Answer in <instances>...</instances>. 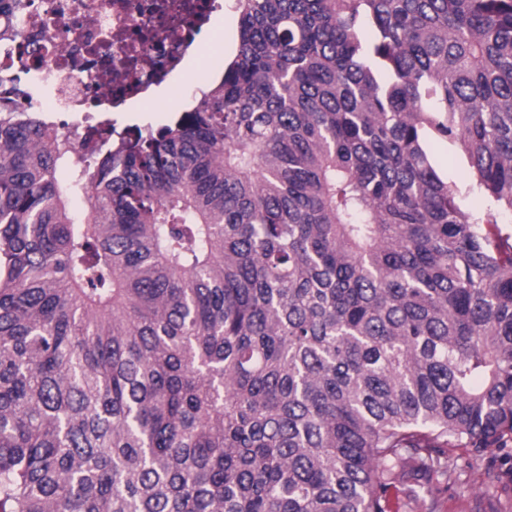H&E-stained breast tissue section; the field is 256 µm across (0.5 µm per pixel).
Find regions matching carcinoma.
<instances>
[{
    "label": "carcinoma",
    "mask_w": 512,
    "mask_h": 512,
    "mask_svg": "<svg viewBox=\"0 0 512 512\" xmlns=\"http://www.w3.org/2000/svg\"><path fill=\"white\" fill-rule=\"evenodd\" d=\"M237 10L117 148L0 102V512H390L405 460L512 465V0ZM431 161L437 173L447 179L466 204H472L477 196L474 178L467 160L457 145L440 141L430 148Z\"/></svg>",
    "instance_id": "obj_1"
}]
</instances>
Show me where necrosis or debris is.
<instances>
[{
    "mask_svg": "<svg viewBox=\"0 0 512 512\" xmlns=\"http://www.w3.org/2000/svg\"><path fill=\"white\" fill-rule=\"evenodd\" d=\"M223 0H32L0 11L18 36L0 45V98L27 87L26 110L49 120L68 115L82 136L100 114L152 99L210 30Z\"/></svg>",
    "mask_w": 512,
    "mask_h": 512,
    "instance_id": "necrosis-or-debris-1",
    "label": "necrosis or debris"
}]
</instances>
